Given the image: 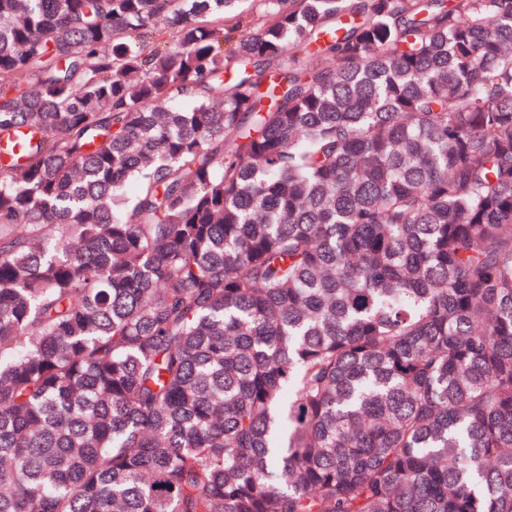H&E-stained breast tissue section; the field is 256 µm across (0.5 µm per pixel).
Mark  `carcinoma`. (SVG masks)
I'll list each match as a JSON object with an SVG mask.
<instances>
[{
  "label": "carcinoma",
  "mask_w": 512,
  "mask_h": 512,
  "mask_svg": "<svg viewBox=\"0 0 512 512\" xmlns=\"http://www.w3.org/2000/svg\"><path fill=\"white\" fill-rule=\"evenodd\" d=\"M240 2L0 0V512H512V0Z\"/></svg>",
  "instance_id": "obj_1"
}]
</instances>
